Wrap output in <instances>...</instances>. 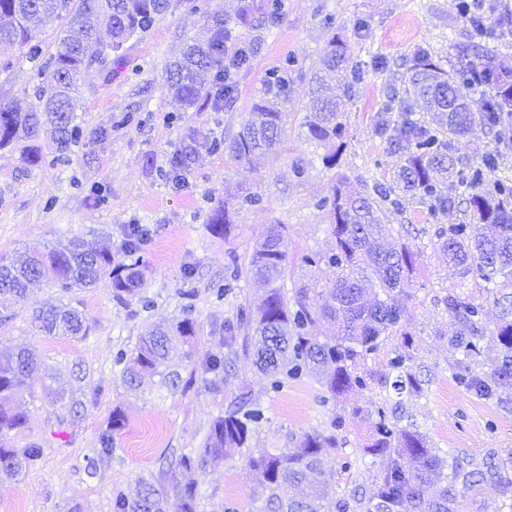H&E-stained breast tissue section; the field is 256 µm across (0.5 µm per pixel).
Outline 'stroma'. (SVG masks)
Returning a JSON list of instances; mask_svg holds the SVG:
<instances>
[{
    "mask_svg": "<svg viewBox=\"0 0 512 512\" xmlns=\"http://www.w3.org/2000/svg\"><path fill=\"white\" fill-rule=\"evenodd\" d=\"M251 2L198 0L195 11L188 0H179L148 32L129 40L123 61L111 72L96 67L84 71L77 121L88 130L111 126L109 141H84L62 159L44 136L37 143L42 160L29 167L19 149L0 150V256L76 235L91 247L110 238L121 262L122 243L131 226L141 224L150 230L140 252L145 274L141 299L152 302L147 310L141 300L119 304L111 280L104 278L70 297L91 326L84 339L31 333L28 315L33 307L56 301L59 291L52 287L30 292L12 318L0 322V350L33 346L45 365L26 379L33 393L28 421L12 439L17 448L40 443L44 457L25 476L0 482V512H112L113 496L136 497L141 479L171 487L169 461L200 448L214 419L228 412L244 391L265 413L250 441L254 448L295 447L302 434L328 430L334 414L344 417L336 447L326 452L334 491L324 512H339L345 501L366 500L374 489L377 469L362 448L369 424L355 415L358 407L397 409L402 425L426 435L432 447L476 464L494 460L512 476V402L481 398L459 386L448 349L454 326L439 299L460 279L434 242L440 225L464 222L460 207L434 218L419 200L405 196L400 212L385 218L393 236L420 253L417 269L404 285L409 295L405 328L414 340L420 393L399 398L372 384L327 402L311 376L273 393L245 356L237 358L234 374L219 391L210 390L198 374L207 355L224 349L225 319L261 294L248 264L255 242L270 225L285 227L288 267L281 287L290 293L328 284L332 272L326 265L303 261L304 255L335 245L318 200L340 175L360 192L391 183L400 157L375 132L382 102L399 89L418 48L447 65L460 60L459 48L467 42L456 0H283L276 25L241 32L252 56L237 75L235 99L217 105L208 100L182 110L166 91L169 63L190 40L207 38L210 15L231 16ZM333 34L346 40L361 61L362 78L343 101L348 137L335 166L329 167L322 162L326 147L308 141L303 122L312 78ZM25 53L19 44L0 42V105L36 100V67ZM281 68L288 71V122L278 156L243 167L224 151L203 148L180 175H173L172 153L188 131L221 139L234 136L252 103L266 93L268 75ZM457 148L472 161L498 153L499 176L512 178V138L479 131ZM253 193L260 202L243 204V196ZM224 204L233 224L228 235L218 236L208 222ZM230 278L237 281L235 296L216 301L214 288ZM186 290L194 294L198 334L192 345H177L170 362L179 374L176 385L157 376L138 389L128 388L114 363L116 352L134 349L150 326L182 318ZM188 348L194 352L190 360L182 356ZM61 390L79 403L76 423L59 418L55 394ZM116 407L124 411L126 427L115 438L112 458L96 476H87L86 459ZM196 479L197 512H222L228 499L238 512H260L267 500V488L242 453L208 463ZM455 512H512V492L485 483L458 496Z\"/></svg>",
    "mask_w": 512,
    "mask_h": 512,
    "instance_id": "stroma-1",
    "label": "stroma"
}]
</instances>
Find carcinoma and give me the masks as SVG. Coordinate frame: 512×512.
I'll return each instance as SVG.
<instances>
[{"label":"carcinoma","mask_w":512,"mask_h":512,"mask_svg":"<svg viewBox=\"0 0 512 512\" xmlns=\"http://www.w3.org/2000/svg\"><path fill=\"white\" fill-rule=\"evenodd\" d=\"M172 0H0V41L29 46V59L38 58V46L30 44L32 33L53 20H62L68 35L60 39L55 53L37 69L42 85L37 87V103H13L0 106V149L21 142H33L48 132L61 156H67L82 143L84 130L77 123L73 96L82 72L97 65L112 72V64L123 60L125 44L146 33L170 8ZM494 4L475 5L458 0L457 12L468 39L467 49L474 59L461 61L450 69L420 51L403 73L401 95L404 110L393 118L394 99L383 103L376 131L388 137L401 165L389 186L377 185L374 193L349 189L340 179L323 197L318 207L327 211L335 246L328 252H312L303 257L310 264L324 263L333 272L330 286L310 292L296 291L288 299L276 286L288 266L281 248L282 226H271L254 244L250 272L264 285V294L253 304L241 305L234 317L224 321L223 355L212 354L202 368L203 381L215 385L219 375L230 376L237 348L253 353L255 366L266 376L269 392H279L285 384L313 372L326 393L324 400L336 399L355 389H364L375 381L391 388L396 395L414 394L420 381L411 371L413 340L404 329L408 317L407 294L402 283L415 271L419 253L410 245L386 244L387 225L383 211L400 210L399 193H409L427 205L431 215L439 216L456 205V185L471 189L466 210L474 224L439 226L436 245L448 256L464 278L492 283L498 288L512 287V181L496 177L499 157L490 152L479 160L458 168L453 154L456 142L481 127L489 131L512 119V80L502 71H492L475 61L482 44L500 36L501 18L494 17ZM280 20L278 0L271 10L257 15L242 8L235 19L211 17L210 36L203 44L187 47L175 61L166 78L169 95L187 110L202 101L230 99L236 90L235 71L249 61L246 49L228 56L236 43L235 28L255 23L274 25ZM108 27L110 41L97 37L100 26ZM325 74L316 79L306 107L303 126L307 139L322 144H344L347 127L337 103L323 94L326 75L340 73L352 89L360 79L361 61L350 45L332 36L324 50ZM284 77L269 81L268 96L254 102L248 118L230 140L210 139L195 131L189 133L182 148L173 154L172 172L187 166L198 147L220 148L240 164L257 156L276 155L286 123L288 98ZM479 98H474L475 94ZM231 224L228 207L214 211L209 229L227 234ZM145 228L128 235L121 245L130 263H115L112 244L85 248L78 237L59 240L44 251L24 253L15 258H0V318L11 317V308L28 293L51 284L65 295L93 287L98 280H112L117 300L139 298L142 308L151 302L139 296L144 276L139 252L144 244ZM184 317L158 324L139 338L136 348L119 351L115 364L122 367L124 382L137 387L147 378L161 374L171 350V337L185 340L196 335L192 318V293ZM448 317L456 326L448 337L460 386L481 397L512 394V320L504 309L503 322L494 342L502 357L489 373L479 372L472 364L480 353L485 336L482 317L485 300L472 294L451 290L442 299ZM325 320L336 328V335L323 340L309 333V327ZM31 326L43 336L84 338L90 326L83 312L60 302L32 311ZM402 337L401 349L388 360V372L376 374L363 368L369 357L380 350L386 337ZM43 366L40 355L30 349L0 351V477L15 478L37 468L44 448L30 443L9 448L11 433L27 423L24 378ZM369 436L365 454L380 464L377 492L361 504L364 512H453L457 492L468 491L486 482L512 483L489 463L482 470L459 458L447 462L430 447L427 438L416 430L401 427L385 407L366 410ZM265 420L263 409L249 393L243 392L234 409L217 417L202 448L181 454L172 471L173 488L179 498L180 512H196L198 496L196 471L208 461L226 458L246 447L253 433ZM343 417L331 420L330 430L306 432L292 453H274L267 448L248 452L247 464L261 483L271 491L266 512H323V501L331 489V477L324 468L326 449L336 447V429ZM126 426L121 409H112L102 430L94 455L87 459L86 472L97 475L100 463L112 457L115 436ZM415 464L406 470L400 460ZM447 479L449 487L437 497L427 487ZM112 512H167L165 491L153 481H142L137 497L130 500L118 492L112 500Z\"/></svg>","instance_id":"cac0c4a2"}]
</instances>
